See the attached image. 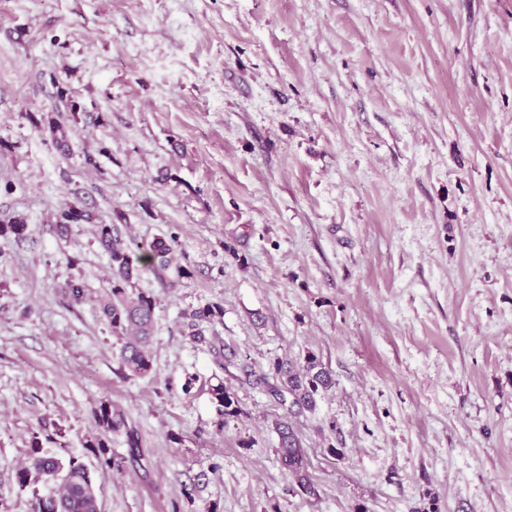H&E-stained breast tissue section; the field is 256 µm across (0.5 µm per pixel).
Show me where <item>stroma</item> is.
Here are the masks:
<instances>
[{
  "label": "stroma",
  "mask_w": 512,
  "mask_h": 512,
  "mask_svg": "<svg viewBox=\"0 0 512 512\" xmlns=\"http://www.w3.org/2000/svg\"><path fill=\"white\" fill-rule=\"evenodd\" d=\"M72 207L90 221L61 227ZM16 218L0 512H31L35 434L88 468L101 512H512V0H0ZM99 224L177 237L185 275L136 283L156 300L144 377L100 312ZM310 352L334 385L290 416L306 492L256 379ZM105 400L141 439L120 473L85 446ZM275 429L279 436L276 452L282 466L296 479L300 487L306 489L310 482L308 480L305 453L288 422V417L285 416L284 419L275 421Z\"/></svg>",
  "instance_id": "obj_1"
}]
</instances>
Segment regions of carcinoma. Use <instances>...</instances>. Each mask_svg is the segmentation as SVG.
<instances>
[{
	"label": "carcinoma",
	"instance_id": "1",
	"mask_svg": "<svg viewBox=\"0 0 512 512\" xmlns=\"http://www.w3.org/2000/svg\"><path fill=\"white\" fill-rule=\"evenodd\" d=\"M96 238L100 247L109 255L112 263L111 288L101 302L102 313L112 334L122 340L117 352L120 367L129 376H144L152 367L148 345L154 330V297L142 292L129 290L135 281L150 273L159 280L168 277V271L174 270L176 278L185 274L182 267H172V252L175 236L158 237L148 248L138 253L131 249L121 238L114 224H97ZM65 293L70 300L81 302L85 298V284L80 277L68 280ZM213 307L207 306L190 314V336L200 340L201 332L197 322L209 320L215 316ZM273 375L257 378V383L269 386V391L281 402H289L288 414L295 415L311 411L316 406L317 395L333 386V378L317 356L309 352L304 362L294 365L277 360L272 365ZM275 384H269V379ZM212 395L224 414L239 412L230 390L220 383L212 387ZM95 427L99 434L86 442V447L97 449L102 463L118 472L124 468L125 457L109 453V433L125 431L130 456L140 448L139 437L135 430L128 427L124 415L112 407V403L103 402L93 413ZM279 436L276 448L282 466L302 488L310 485L307 464L303 448L288 419L275 421ZM16 480L20 487L26 488L37 483L48 488V492L35 495L33 512H100L92 479L84 464L70 458L63 460L43 452L38 436H32L29 465L16 469Z\"/></svg>",
	"mask_w": 512,
	"mask_h": 512
}]
</instances>
